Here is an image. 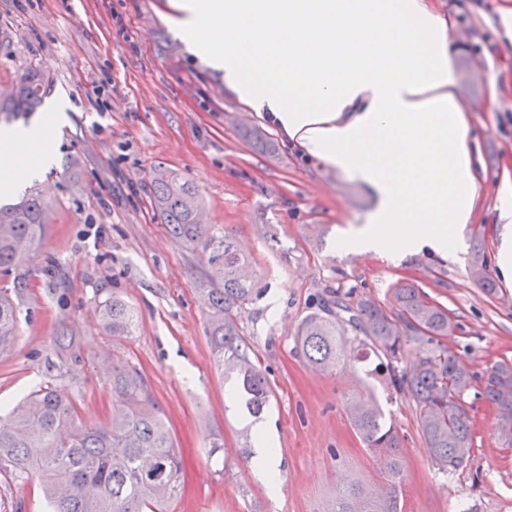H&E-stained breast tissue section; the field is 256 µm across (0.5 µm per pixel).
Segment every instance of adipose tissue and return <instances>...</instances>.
I'll return each mask as SVG.
<instances>
[{
  "label": "adipose tissue",
  "instance_id": "ef3b65f1",
  "mask_svg": "<svg viewBox=\"0 0 512 512\" xmlns=\"http://www.w3.org/2000/svg\"><path fill=\"white\" fill-rule=\"evenodd\" d=\"M187 50L224 74L225 88L268 113L307 154L369 184L379 207L352 240L360 252L410 256L459 250L476 202L478 146L448 68L444 21L422 0H170ZM432 34L417 48L404 26ZM56 105L0 131V193L48 163ZM498 220L502 278L512 282V180Z\"/></svg>",
  "mask_w": 512,
  "mask_h": 512
}]
</instances>
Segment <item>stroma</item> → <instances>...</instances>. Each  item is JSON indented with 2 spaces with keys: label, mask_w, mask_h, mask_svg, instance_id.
Listing matches in <instances>:
<instances>
[{
  "label": "stroma",
  "mask_w": 512,
  "mask_h": 512,
  "mask_svg": "<svg viewBox=\"0 0 512 512\" xmlns=\"http://www.w3.org/2000/svg\"><path fill=\"white\" fill-rule=\"evenodd\" d=\"M456 33L448 67L479 146L480 206L455 258L421 251L345 248L378 206L366 184L292 147L267 118L224 87L222 73L189 53L167 20L168 0H0V21L14 34L0 87L33 65L48 68L50 100L67 119L51 133L54 160L26 192L39 193L51 220L29 264L20 332L0 354V421L8 404L52 381L80 420H105L111 402L106 355L145 373L181 452L185 489L172 512H330L342 481L374 487L382 476L356 435L350 395L373 397L399 431L403 512H512V449L502 448L495 414L476 394L465 398L474 422L466 468L438 470L418 431L409 397L389 390L378 358L348 335L366 360L330 373L296 352V331L329 292L349 303L391 302L400 280L414 282L454 316L447 339L469 368L484 374L512 359V283L497 268L498 182L512 168V38L502 14L512 0H426ZM269 136L255 143L246 129ZM199 190L204 221L223 226L247 256L262 289L238 319L273 398L261 418L232 400L233 382L216 369L208 308L195 280L207 266L199 252L168 236L149 203L154 165ZM485 244L498 281L486 295L471 274V247ZM138 316L134 335L106 336L98 305L108 294ZM76 332L79 364L50 372V343L60 323ZM270 428L280 459L270 488L246 445L256 424ZM222 449L210 454L212 443ZM0 512H49L37 480H0Z\"/></svg>",
  "instance_id": "stroma-1"
}]
</instances>
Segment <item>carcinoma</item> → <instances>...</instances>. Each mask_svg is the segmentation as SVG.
I'll return each instance as SVG.
<instances>
[{"label":"carcinoma","instance_id":"1","mask_svg":"<svg viewBox=\"0 0 512 512\" xmlns=\"http://www.w3.org/2000/svg\"><path fill=\"white\" fill-rule=\"evenodd\" d=\"M50 87L47 70L27 69L15 80L14 91L0 96V114L34 111ZM149 201L171 238L199 251L219 270L216 282L203 275L197 279L198 291L208 300L213 360L221 373L236 377L247 408L260 415L273 391L238 328L243 306L261 294L255 280L243 274L246 257L224 228L199 222L198 189L174 170L162 164L154 168ZM47 211L38 194L0 206V274L12 277V290L0 291V353L11 349L18 336L19 302L29 287L26 261L44 238ZM99 321L113 337L131 336L137 328L134 310L114 294L99 303ZM455 328L447 309L431 303L415 284L398 282L388 309L370 300L352 308L337 294L324 300L321 311L301 321L297 352L315 370L332 372L353 360L344 336H364L393 390L412 399L419 432L436 465L456 471L471 457L474 425L463 398L477 375L443 343ZM407 347L416 351L411 365L403 361ZM51 352L50 367L58 371L79 361L77 336L67 325H59ZM110 375L112 400L101 424L80 422L74 402L48 382L13 406L8 425L0 426V474L38 480L50 512H168L181 495L178 448L143 372L114 355ZM479 395L496 410L502 447L512 448V360L486 371ZM346 405L355 433L384 455L385 481L379 489L346 488L336 497L334 512H401L402 445L395 426L371 398L353 396Z\"/></svg>","mask_w":512,"mask_h":512}]
</instances>
